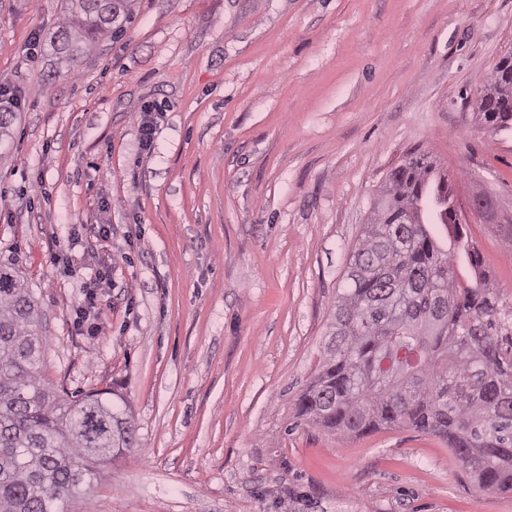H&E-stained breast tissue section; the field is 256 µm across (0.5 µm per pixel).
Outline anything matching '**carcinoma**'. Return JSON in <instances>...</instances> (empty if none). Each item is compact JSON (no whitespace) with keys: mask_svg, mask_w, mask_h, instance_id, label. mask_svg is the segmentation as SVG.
Instances as JSON below:
<instances>
[{"mask_svg":"<svg viewBox=\"0 0 512 512\" xmlns=\"http://www.w3.org/2000/svg\"><path fill=\"white\" fill-rule=\"evenodd\" d=\"M132 0H68L49 42L75 66ZM480 121L512 130V51L476 101ZM437 161L415 152L391 170L350 262L325 355L298 396L299 418L362 435L406 425L448 442L482 490L512 491V299L457 229ZM453 221L443 246L430 225ZM31 292L0 264V512H65L99 470L137 446L133 413L112 393L72 395L43 373L46 328Z\"/></svg>","mask_w":512,"mask_h":512,"instance_id":"carcinoma-1","label":"carcinoma"}]
</instances>
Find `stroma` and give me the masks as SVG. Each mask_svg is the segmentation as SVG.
I'll return each mask as SVG.
<instances>
[{"mask_svg": "<svg viewBox=\"0 0 512 512\" xmlns=\"http://www.w3.org/2000/svg\"><path fill=\"white\" fill-rule=\"evenodd\" d=\"M65 4L0 0V85L24 97L0 142V263L45 314V378L122 392L140 442L68 512H512L437 437L294 408L409 152L447 171L512 291V238L468 207L482 192L512 218V131L474 108L512 0H135L68 73L48 39ZM91 281L90 333L73 320Z\"/></svg>", "mask_w": 512, "mask_h": 512, "instance_id": "stroma-1", "label": "stroma"}]
</instances>
